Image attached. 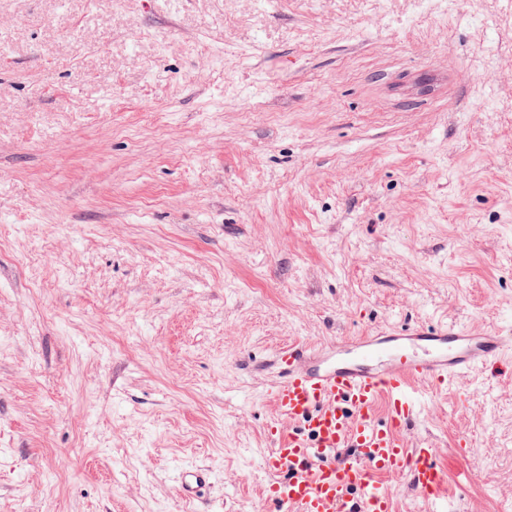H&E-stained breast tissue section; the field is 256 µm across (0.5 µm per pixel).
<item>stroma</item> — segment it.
Segmentation results:
<instances>
[{"mask_svg":"<svg viewBox=\"0 0 512 512\" xmlns=\"http://www.w3.org/2000/svg\"><path fill=\"white\" fill-rule=\"evenodd\" d=\"M438 323L512 330L503 0H0V512H264L275 355ZM423 393L502 512L512 380ZM216 480L215 472L211 468L187 466L178 476L179 493L184 498L197 500L201 491L210 487Z\"/></svg>","mask_w":512,"mask_h":512,"instance_id":"obj_1","label":"stroma"}]
</instances>
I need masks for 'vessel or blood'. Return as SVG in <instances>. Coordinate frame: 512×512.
Listing matches in <instances>:
<instances>
[{
	"mask_svg": "<svg viewBox=\"0 0 512 512\" xmlns=\"http://www.w3.org/2000/svg\"><path fill=\"white\" fill-rule=\"evenodd\" d=\"M509 354L511 333L448 326L279 351L278 377L266 389L283 421L265 458L273 512H391L385 475L408 477L431 503L444 502L447 480L433 450L402 437L422 408L420 386H454L477 366L512 377ZM215 480L210 468L185 467L179 493L197 498Z\"/></svg>",
	"mask_w": 512,
	"mask_h": 512,
	"instance_id": "vessel-or-blood-1",
	"label": "vessel or blood"
}]
</instances>
